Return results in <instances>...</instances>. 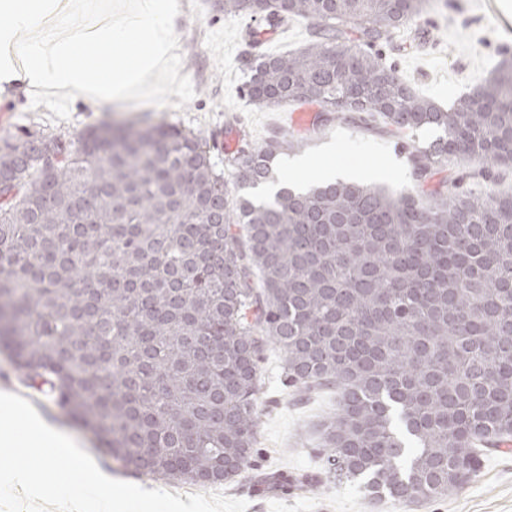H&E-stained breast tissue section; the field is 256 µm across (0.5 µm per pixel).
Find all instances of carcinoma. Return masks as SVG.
Wrapping results in <instances>:
<instances>
[{"label":"carcinoma","instance_id":"carcinoma-1","mask_svg":"<svg viewBox=\"0 0 512 512\" xmlns=\"http://www.w3.org/2000/svg\"><path fill=\"white\" fill-rule=\"evenodd\" d=\"M426 2L279 0L267 19L305 21L308 43L243 59L257 107L442 130L410 152L417 198L338 179L235 199L207 145L164 122L0 146V346L131 473L214 485L253 471L271 345L293 399L336 394L325 470L375 498L444 499L512 442V193L498 188L512 56L448 108L418 94L376 47ZM294 142L241 139L235 182H269ZM297 483L260 479L267 493Z\"/></svg>","mask_w":512,"mask_h":512}]
</instances>
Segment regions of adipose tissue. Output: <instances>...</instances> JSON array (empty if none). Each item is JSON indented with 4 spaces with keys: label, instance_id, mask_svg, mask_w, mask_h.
<instances>
[{
    "label": "adipose tissue",
    "instance_id": "1",
    "mask_svg": "<svg viewBox=\"0 0 512 512\" xmlns=\"http://www.w3.org/2000/svg\"><path fill=\"white\" fill-rule=\"evenodd\" d=\"M69 0H0V84L23 83L47 94L79 93L86 100L131 99L151 93L169 75L175 0H112L111 18L88 17L83 27L49 40L34 31L51 27ZM138 47L136 57L114 55ZM0 406L23 412L28 430L48 447L76 453L74 438L24 396L0 391Z\"/></svg>",
    "mask_w": 512,
    "mask_h": 512
}]
</instances>
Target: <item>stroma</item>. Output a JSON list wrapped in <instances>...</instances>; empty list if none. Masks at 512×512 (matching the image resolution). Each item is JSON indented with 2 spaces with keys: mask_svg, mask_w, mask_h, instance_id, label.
<instances>
[{
  "mask_svg": "<svg viewBox=\"0 0 512 512\" xmlns=\"http://www.w3.org/2000/svg\"><path fill=\"white\" fill-rule=\"evenodd\" d=\"M214 0H178L179 17L173 32L172 76L144 99L87 104L80 95L62 96L24 90L0 91V140L27 130L77 138L100 122L122 121L140 126L167 122L193 130L206 139L214 161L226 168L225 156L237 145L238 133L259 145L283 130H294L297 141L277 158L280 181L309 180L310 176L343 171L399 193L417 194L408 152L426 148L433 135L425 130L393 133L379 124L355 123L350 113H338L330 124L315 131L294 128L283 107L258 108L243 94L246 73L240 62L241 35L263 27V13L224 18ZM481 0H430L418 21L427 31L422 46L411 43L412 28L397 30L381 51L401 77L420 93L448 104L486 77L499 58L500 27ZM297 156L306 157V170L288 167ZM279 353L270 350L261 371L266 408L261 422L257 470H283L313 477L314 485L286 494L258 491L252 481L239 479L221 485H195L136 476L118 469L102 451L92 433L72 426L53 402L43 404L45 415L84 442V452L112 479V512H512V448L485 453L477 477L443 501L409 510L402 504L377 500L362 481L342 483L327 477L316 448L317 426L333 410V395L321 393L304 404L293 403L282 383ZM13 435L0 446V512L21 497L6 475L17 462L42 469L54 458L50 475L57 492L48 501L49 512H72V499L85 492L79 461L70 455L52 456L27 431L19 413L0 408V432Z\"/></svg>",
  "mask_w": 512,
  "mask_h": 512,
  "instance_id": "35a3bbf8",
  "label": "stroma"
}]
</instances>
